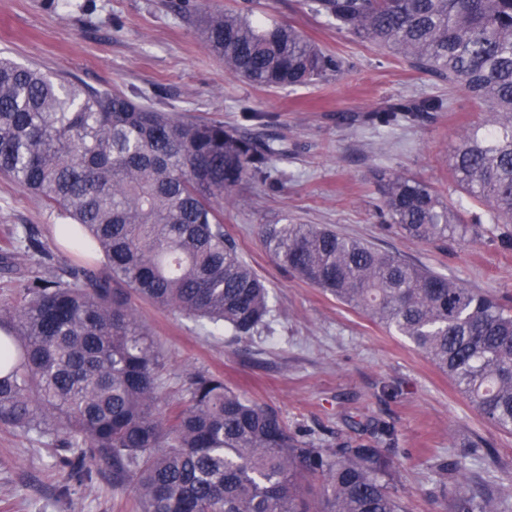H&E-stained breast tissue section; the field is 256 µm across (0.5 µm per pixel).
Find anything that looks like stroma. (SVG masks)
Masks as SVG:
<instances>
[{"mask_svg": "<svg viewBox=\"0 0 512 512\" xmlns=\"http://www.w3.org/2000/svg\"><path fill=\"white\" fill-rule=\"evenodd\" d=\"M250 10L286 22L341 72L309 85L266 90L225 69L203 36L206 14ZM188 119L216 120L270 141L276 189L241 185L224 205V234L264 279L272 336L241 342L205 323L135 306L163 355L164 402L176 404L191 376L223 377L248 400L262 403L306 439L333 446L357 424L394 427L408 456L399 493L408 512H452L459 492L440 480V461L462 462L470 489L512 512V433L480 416L406 339L387 332L324 292L284 273L266 252L260 228L282 219L326 226L401 254L465 287L512 301V251L485 235L444 244L419 243L385 230L376 207L373 167L405 173L458 200L448 173L457 136L483 111L465 94L397 55L338 32L305 0H0V56ZM439 96L443 111L417 123L381 127L366 111L405 98ZM261 113L245 120L243 107ZM56 212L39 196L0 176V253L31 232L42 256H20V272L0 269V309L20 298L28 275L64 274L70 253L55 240ZM50 441L0 424V512H137L134 489L116 491L112 473L91 463L93 479L76 482Z\"/></svg>", "mask_w": 512, "mask_h": 512, "instance_id": "stroma-1", "label": "stroma"}]
</instances>
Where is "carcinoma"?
Returning <instances> with one entry per match:
<instances>
[{"label": "carcinoma", "instance_id": "obj_1", "mask_svg": "<svg viewBox=\"0 0 512 512\" xmlns=\"http://www.w3.org/2000/svg\"><path fill=\"white\" fill-rule=\"evenodd\" d=\"M336 30L411 61L485 109L449 157L471 208L429 184L372 170L381 221L421 243L478 227L512 250V0H309ZM211 53L253 86L312 83L342 62L290 24L210 14ZM443 109L436 97L372 109L390 126ZM273 148L218 121H188L35 66L0 59V174L38 194L88 261L37 276L0 311V424L48 439L82 481L112 467L139 512H405L392 426L324 448L272 409L198 374L160 408V351L133 299L248 339L269 329L268 290L224 236V200L270 182ZM282 271L408 339L498 429L512 431V309L495 298L312 224H264ZM460 488L454 512H496L468 490L465 464L438 466Z\"/></svg>", "mask_w": 512, "mask_h": 512}]
</instances>
